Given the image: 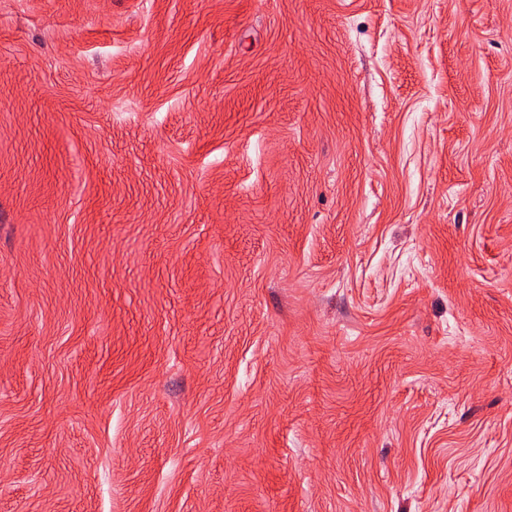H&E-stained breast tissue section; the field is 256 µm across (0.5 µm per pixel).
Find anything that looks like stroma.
Returning a JSON list of instances; mask_svg holds the SVG:
<instances>
[{"mask_svg": "<svg viewBox=\"0 0 512 512\" xmlns=\"http://www.w3.org/2000/svg\"><path fill=\"white\" fill-rule=\"evenodd\" d=\"M0 512H512V0H0Z\"/></svg>", "mask_w": 512, "mask_h": 512, "instance_id": "obj_1", "label": "stroma"}]
</instances>
